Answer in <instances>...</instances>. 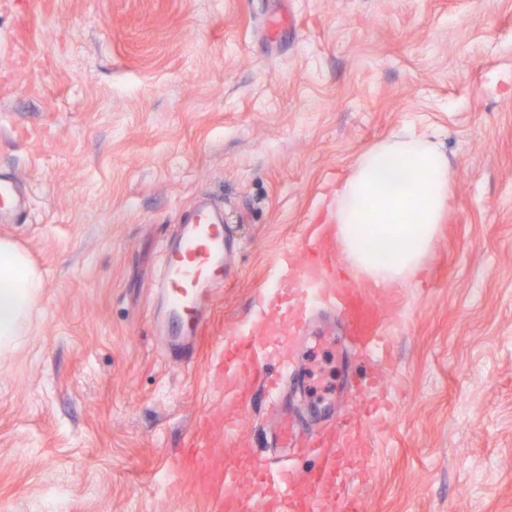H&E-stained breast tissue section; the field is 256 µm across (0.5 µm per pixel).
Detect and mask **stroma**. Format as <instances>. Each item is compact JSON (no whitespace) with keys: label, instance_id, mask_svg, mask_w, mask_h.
<instances>
[{"label":"stroma","instance_id":"1","mask_svg":"<svg viewBox=\"0 0 512 512\" xmlns=\"http://www.w3.org/2000/svg\"><path fill=\"white\" fill-rule=\"evenodd\" d=\"M287 13L295 31L269 37ZM74 46L83 68L60 67ZM403 130L447 155L448 209L422 270L375 291L394 327L382 426L342 389L338 323L316 350L353 420L335 494L512 512V0H0V170L32 197L0 240L44 281L0 359V512H215L177 469L206 436L251 497L275 427L261 389L225 401L219 339L355 158ZM203 192L235 251L186 369L151 316L160 246Z\"/></svg>","mask_w":512,"mask_h":512}]
</instances>
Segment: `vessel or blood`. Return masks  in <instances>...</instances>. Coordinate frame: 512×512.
Returning <instances> with one entry per match:
<instances>
[{
    "label": "vessel or blood",
    "instance_id": "b4317fda",
    "mask_svg": "<svg viewBox=\"0 0 512 512\" xmlns=\"http://www.w3.org/2000/svg\"><path fill=\"white\" fill-rule=\"evenodd\" d=\"M27 209L19 177L0 171V222L19 223ZM232 244L223 209L200 197L185 213L174 237L162 245L164 275L158 284L153 322L168 354L183 365L195 361L193 339L202 334L217 291L224 285ZM341 263L334 242L324 236L284 249L276 276L265 286L263 309L224 336L217 366L224 375L241 381L243 388L262 387L276 415L277 447L292 449L299 457L319 456L323 451L329 457L308 471L292 463L255 466L254 494L248 502L238 495L233 473H226L222 512H259L264 499L270 497L283 512H361V503L355 498L327 507L325 495L350 478V450L342 442L324 449L317 435L301 440L309 423L286 404L283 393L287 385L295 392H305L308 380L295 358L310 350L309 324L328 314L342 323L346 341L375 369L363 402L366 419L377 425L390 411L389 386L376 372L390 356L385 315L373 305L366 287H351L337 279ZM273 361L279 369L272 375L268 365Z\"/></svg>",
    "mask_w": 512,
    "mask_h": 512
}]
</instances>
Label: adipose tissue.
Returning a JSON list of instances; mask_svg holds the SVG:
<instances>
[{"label":"adipose tissue","mask_w":512,"mask_h":512,"mask_svg":"<svg viewBox=\"0 0 512 512\" xmlns=\"http://www.w3.org/2000/svg\"><path fill=\"white\" fill-rule=\"evenodd\" d=\"M449 175L445 153L421 135L395 136L356 158L329 217L358 274L395 288L422 265L445 218ZM42 288L26 254L0 241L1 349L27 335Z\"/></svg>","instance_id":"adipose-tissue-1"}]
</instances>
